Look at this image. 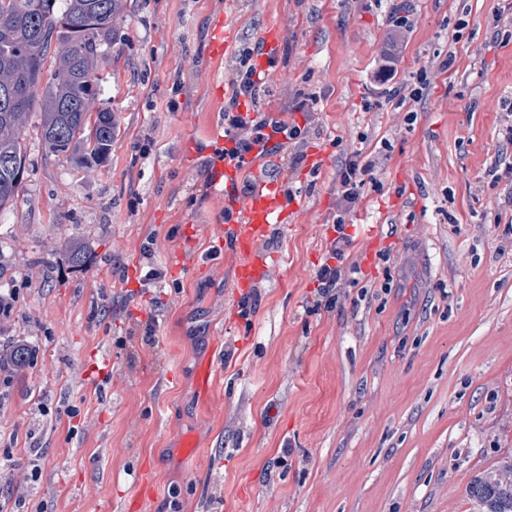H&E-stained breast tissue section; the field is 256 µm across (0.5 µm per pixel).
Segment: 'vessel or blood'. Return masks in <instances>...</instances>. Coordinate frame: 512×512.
<instances>
[{"mask_svg":"<svg viewBox=\"0 0 512 512\" xmlns=\"http://www.w3.org/2000/svg\"><path fill=\"white\" fill-rule=\"evenodd\" d=\"M232 26L227 15H219L213 25L208 50L216 59L227 58L232 49ZM279 137L266 142L262 154L248 152L241 160L215 161L207 176L214 190L224 198V210L230 219L226 226L238 256L235 267L237 287L250 288L266 278L270 264L258 244L274 226L293 224L306 212L305 199L287 197L282 185L288 179L285 170L265 167V160L279 158ZM248 180V190H241V180Z\"/></svg>","mask_w":512,"mask_h":512,"instance_id":"obj_1","label":"vessel or blood"}]
</instances>
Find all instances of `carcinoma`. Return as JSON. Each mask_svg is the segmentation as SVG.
<instances>
[{"label": "carcinoma", "mask_w": 512, "mask_h": 512, "mask_svg": "<svg viewBox=\"0 0 512 512\" xmlns=\"http://www.w3.org/2000/svg\"><path fill=\"white\" fill-rule=\"evenodd\" d=\"M120 0H0V212L14 206L26 169L30 118L46 152L80 168L104 163L116 122L94 86L112 49ZM480 512H512V466L477 475Z\"/></svg>", "instance_id": "1"}]
</instances>
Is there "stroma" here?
<instances>
[{"label":"stroma","instance_id":"stroma-1","mask_svg":"<svg viewBox=\"0 0 512 512\" xmlns=\"http://www.w3.org/2000/svg\"><path fill=\"white\" fill-rule=\"evenodd\" d=\"M511 1L121 0L97 69L116 120L107 163L77 169L28 128L23 188L0 216L15 295L0 340L35 351L0 388V512L18 495L31 512H473V477L512 461V35L492 26ZM226 10L233 52L214 60ZM272 27L282 50L257 110L275 121L317 99L281 156L307 212L260 242L275 261L244 317L206 177L228 106L210 84ZM394 44L397 82L430 76L420 102L374 78ZM354 156L375 164L345 216L362 275L343 308L317 312ZM177 249L195 261L179 275L164 260ZM364 288L379 298L357 304ZM205 359L219 369L206 398Z\"/></svg>","mask_w":512,"mask_h":512}]
</instances>
